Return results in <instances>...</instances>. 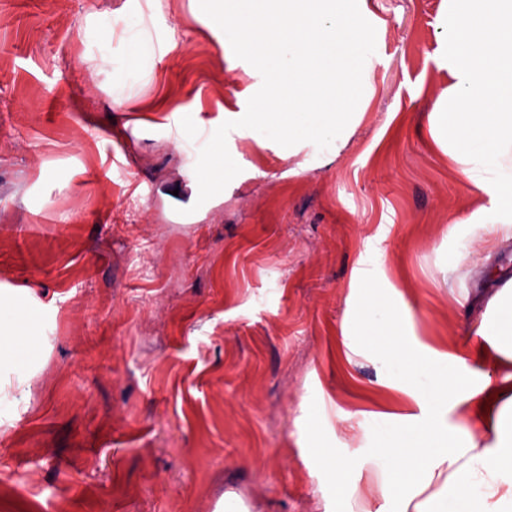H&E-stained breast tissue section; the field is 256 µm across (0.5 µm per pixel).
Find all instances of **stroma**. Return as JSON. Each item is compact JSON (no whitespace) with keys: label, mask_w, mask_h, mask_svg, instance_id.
I'll return each mask as SVG.
<instances>
[{"label":"stroma","mask_w":512,"mask_h":512,"mask_svg":"<svg viewBox=\"0 0 512 512\" xmlns=\"http://www.w3.org/2000/svg\"><path fill=\"white\" fill-rule=\"evenodd\" d=\"M368 107L314 162L230 131L240 173L198 203L200 148L262 77L199 0H0V289L50 343L26 410L0 433V512H323L296 427L309 398L400 413L379 361L349 364L365 268L398 290L426 356L495 325L493 262L512 223L433 141L448 101V0H367ZM158 47L113 82L124 13ZM177 44H166L167 35ZM453 266L445 276V266ZM252 504L246 500L242 493L229 488L224 491V498H221L216 505V512H251Z\"/></svg>","instance_id":"1"}]
</instances>
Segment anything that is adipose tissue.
Here are the masks:
<instances>
[{"label": "adipose tissue", "instance_id": "adipose-tissue-1", "mask_svg": "<svg viewBox=\"0 0 512 512\" xmlns=\"http://www.w3.org/2000/svg\"><path fill=\"white\" fill-rule=\"evenodd\" d=\"M407 308L402 299L367 297L360 339L346 358L384 354L390 385L411 411L342 414V431L366 444L339 452L321 446L329 424L314 422V405L306 403L301 431L312 460L311 496L322 501L324 512H333L340 493L370 503V512H512V432L502 425L504 414L512 413V314L494 331L483 321L473 324L478 344L504 361L490 374L475 368L465 352L422 356L407 338ZM44 349L19 327L0 337L7 355L0 366L1 427L20 413ZM456 411L479 421L481 433L450 428Z\"/></svg>", "mask_w": 512, "mask_h": 512}]
</instances>
